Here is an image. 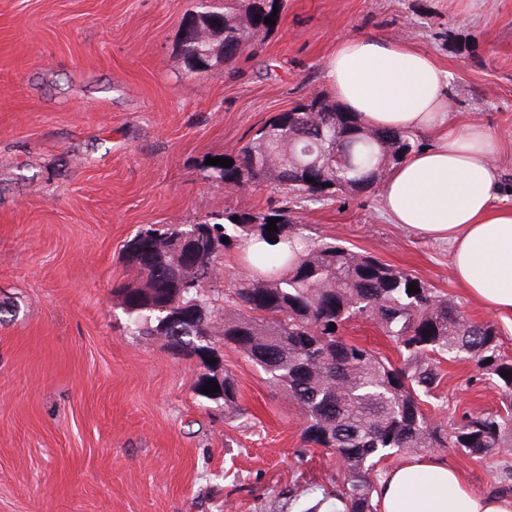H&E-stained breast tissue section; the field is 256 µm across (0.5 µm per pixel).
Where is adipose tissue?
<instances>
[{
  "label": "adipose tissue",
  "instance_id": "adipose-tissue-1",
  "mask_svg": "<svg viewBox=\"0 0 512 512\" xmlns=\"http://www.w3.org/2000/svg\"><path fill=\"white\" fill-rule=\"evenodd\" d=\"M326 79L336 101L370 127L433 135L432 146L386 178L382 209L405 230L447 243L467 295L512 316V206L496 202L497 159L507 142L481 122L456 125L447 71L405 42L343 37ZM379 501L380 512H512V496L474 491L457 468L433 455L390 470Z\"/></svg>",
  "mask_w": 512,
  "mask_h": 512
}]
</instances>
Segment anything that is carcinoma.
Listing matches in <instances>:
<instances>
[{
    "mask_svg": "<svg viewBox=\"0 0 512 512\" xmlns=\"http://www.w3.org/2000/svg\"><path fill=\"white\" fill-rule=\"evenodd\" d=\"M283 0H207L188 23L181 53L192 66L217 58L206 32L222 33L229 62L251 47L265 19ZM417 138L397 131L386 139L357 116L314 93L266 121L240 148L224 154L230 167L203 165V180L227 190L271 184L281 195L262 211H224L220 221L165 224L136 235L129 245L139 281L123 287L126 330L160 337L176 354L186 352L171 326L198 315L206 336L243 354L282 390L304 416L303 446L328 448L344 470L335 490L302 512H318L329 499L336 512H378L376 466L393 456L455 448L483 458L512 454V405L469 412L447 426L432 422L423 404L439 399L443 360L464 359L476 380L489 381L512 398V357L501 353L493 325L467 317L429 284L338 239L314 241L291 220L299 201L321 202L363 194L416 151ZM336 151L346 158L331 160ZM238 221H232V218ZM279 219L277 230H265ZM229 242H222V237ZM296 240L302 249L286 259L270 252L253 257L252 273L213 287L218 259L247 239ZM416 284L419 292L407 291ZM374 322L394 343L399 361L347 339V325ZM336 330H329L330 324ZM215 380L217 395L201 393ZM198 396L224 400V418L247 415L238 404L231 372L203 374Z\"/></svg>",
    "mask_w": 512,
    "mask_h": 512,
    "instance_id": "obj_1",
    "label": "carcinoma"
}]
</instances>
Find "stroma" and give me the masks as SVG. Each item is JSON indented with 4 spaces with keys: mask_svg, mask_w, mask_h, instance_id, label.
Masks as SVG:
<instances>
[{
    "mask_svg": "<svg viewBox=\"0 0 512 512\" xmlns=\"http://www.w3.org/2000/svg\"><path fill=\"white\" fill-rule=\"evenodd\" d=\"M196 12L197 0H0V512H301L291 489L315 501L335 486V455L304 449L300 410L251 361L212 338L249 411L225 419L195 393L198 357L124 331L118 288L137 275L128 247L143 227L277 202L205 183L200 168L328 92L340 37L431 53L459 122L512 138V0H287L253 50L207 68L180 52ZM294 212L307 235L341 239L494 325L512 356V322L464 293L447 244L392 224L380 190ZM442 368L434 421L502 408L471 364ZM436 454L478 492L512 465Z\"/></svg>",
    "mask_w": 512,
    "mask_h": 512,
    "instance_id": "1",
    "label": "stroma"
}]
</instances>
